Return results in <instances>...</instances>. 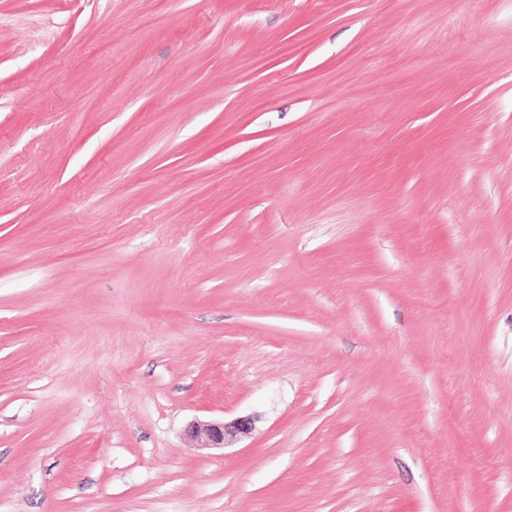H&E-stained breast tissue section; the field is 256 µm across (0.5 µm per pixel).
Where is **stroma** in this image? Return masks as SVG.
<instances>
[{
    "label": "stroma",
    "instance_id": "35a3bbf8",
    "mask_svg": "<svg viewBox=\"0 0 512 512\" xmlns=\"http://www.w3.org/2000/svg\"><path fill=\"white\" fill-rule=\"evenodd\" d=\"M0 512H512V0H0ZM250 418H239L232 423L206 421L192 423L190 430L194 436L204 439L202 448H224L226 435L247 434L251 430Z\"/></svg>",
    "mask_w": 512,
    "mask_h": 512
}]
</instances>
